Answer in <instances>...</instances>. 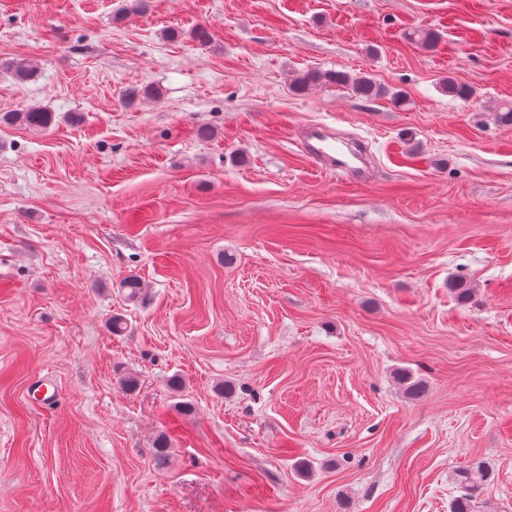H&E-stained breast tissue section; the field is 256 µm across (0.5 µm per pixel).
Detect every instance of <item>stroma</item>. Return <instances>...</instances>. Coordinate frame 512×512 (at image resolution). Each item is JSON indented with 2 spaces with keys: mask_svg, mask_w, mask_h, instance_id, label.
<instances>
[{
  "mask_svg": "<svg viewBox=\"0 0 512 512\" xmlns=\"http://www.w3.org/2000/svg\"><path fill=\"white\" fill-rule=\"evenodd\" d=\"M133 4L0 0V112L54 115L0 127V512H450L481 464L474 512H512V0H148L113 28ZM309 68L388 94L291 92ZM308 124L366 179L306 159ZM53 123V113L39 106H26L10 112L0 113L1 125H19L31 131H42ZM481 475L479 481L473 476L468 469L456 470L453 480L459 489L460 495L454 499L451 512H473L472 503L476 495L490 479V473L482 467L477 468Z\"/></svg>",
  "mask_w": 512,
  "mask_h": 512,
  "instance_id": "35a3bbf8",
  "label": "stroma"
}]
</instances>
